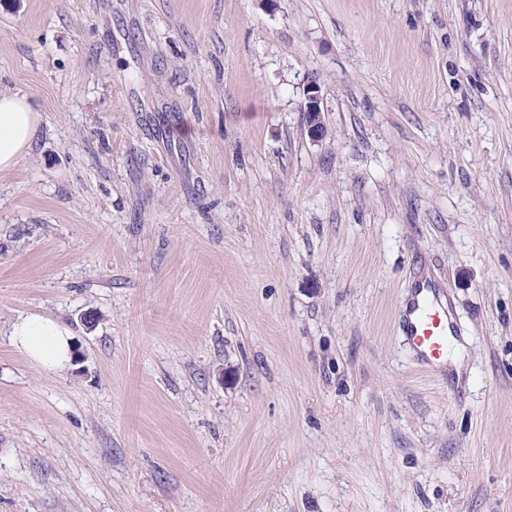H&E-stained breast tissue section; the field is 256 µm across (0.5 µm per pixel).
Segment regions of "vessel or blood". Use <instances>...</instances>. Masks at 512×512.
Here are the masks:
<instances>
[{
  "label": "vessel or blood",
  "instance_id": "vessel-or-blood-1",
  "mask_svg": "<svg viewBox=\"0 0 512 512\" xmlns=\"http://www.w3.org/2000/svg\"><path fill=\"white\" fill-rule=\"evenodd\" d=\"M396 329L419 370L434 377H449L448 344H464L445 285L428 271L414 274L412 286L396 314Z\"/></svg>",
  "mask_w": 512,
  "mask_h": 512
}]
</instances>
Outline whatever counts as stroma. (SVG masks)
Here are the masks:
<instances>
[{
    "label": "stroma",
    "instance_id": "1",
    "mask_svg": "<svg viewBox=\"0 0 512 512\" xmlns=\"http://www.w3.org/2000/svg\"><path fill=\"white\" fill-rule=\"evenodd\" d=\"M0 91V512H512V0H0ZM321 88L316 78H309L306 85L304 112L307 115L310 132L318 135L322 132ZM40 122L29 96L0 93V170L12 167L30 148ZM396 329L412 353L415 365L433 377H450L454 363L461 360L449 336L457 345L465 344L456 324L453 302L445 285L428 271L413 276L412 286L396 314ZM12 344L47 370L62 368L69 360L70 336L58 321L38 315L20 317L11 331Z\"/></svg>",
    "mask_w": 512,
    "mask_h": 512
}]
</instances>
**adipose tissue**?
I'll return each mask as SVG.
<instances>
[{"label": "adipose tissue", "mask_w": 512, "mask_h": 512, "mask_svg": "<svg viewBox=\"0 0 512 512\" xmlns=\"http://www.w3.org/2000/svg\"><path fill=\"white\" fill-rule=\"evenodd\" d=\"M41 114L28 96L0 93V170L12 167L31 146ZM12 344L47 370L69 360L70 336L58 321L38 315L18 318L12 326Z\"/></svg>", "instance_id": "ef3b65f1"}]
</instances>
